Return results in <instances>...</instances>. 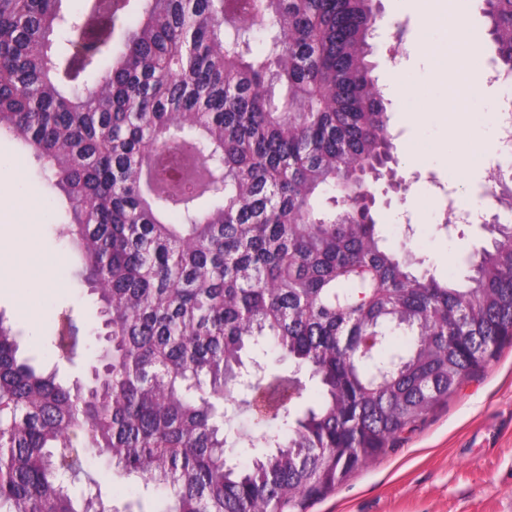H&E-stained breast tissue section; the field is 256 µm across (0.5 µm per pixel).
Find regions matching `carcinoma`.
Returning a JSON list of instances; mask_svg holds the SVG:
<instances>
[{"label": "carcinoma", "instance_id": "carcinoma-1", "mask_svg": "<svg viewBox=\"0 0 512 512\" xmlns=\"http://www.w3.org/2000/svg\"><path fill=\"white\" fill-rule=\"evenodd\" d=\"M479 2L512 71V0ZM379 6L0 0V135L68 200L105 341L66 386L0 317V512H143L104 502L94 459L153 512H304L512 342V217L458 287L413 272L366 202L397 163ZM83 342L60 313L58 356ZM255 348L292 370L245 376ZM235 393L263 420L235 425Z\"/></svg>", "mask_w": 512, "mask_h": 512}]
</instances>
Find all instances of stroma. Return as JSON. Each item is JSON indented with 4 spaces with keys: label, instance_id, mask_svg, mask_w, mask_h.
Returning a JSON list of instances; mask_svg holds the SVG:
<instances>
[{
    "label": "stroma",
    "instance_id": "obj_1",
    "mask_svg": "<svg viewBox=\"0 0 512 512\" xmlns=\"http://www.w3.org/2000/svg\"><path fill=\"white\" fill-rule=\"evenodd\" d=\"M443 2L449 22L464 21L478 56L492 58L495 44L476 0ZM379 33L374 75L391 102L403 187L377 202L375 218L389 240H409L417 269L459 281L463 256L480 249L487 234L477 224L460 235L439 224L446 200L463 207L475 199L477 160L496 151L498 94L479 92L463 118H454L441 79L448 62L420 51L423 42L443 40V29L427 25L412 0H381ZM66 206L46 189L39 160L18 158L15 142L1 137L0 315L25 354L63 380L84 381L87 357L68 362L50 349L60 312L91 328L99 324L96 298L71 276L74 255L59 235ZM31 239L38 244L36 265L16 264ZM306 512H512V345L435 408L396 452L371 461Z\"/></svg>",
    "mask_w": 512,
    "mask_h": 512
}]
</instances>
